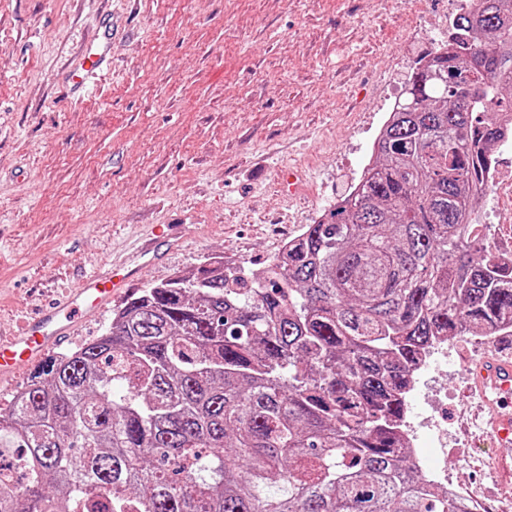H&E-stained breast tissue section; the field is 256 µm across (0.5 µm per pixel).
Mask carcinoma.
Instances as JSON below:
<instances>
[{"label": "carcinoma", "instance_id": "carcinoma-1", "mask_svg": "<svg viewBox=\"0 0 512 512\" xmlns=\"http://www.w3.org/2000/svg\"><path fill=\"white\" fill-rule=\"evenodd\" d=\"M374 141L358 190L257 272L144 288L0 408V512H470L396 433L436 336L512 325L471 224L512 111V0H477Z\"/></svg>", "mask_w": 512, "mask_h": 512}]
</instances>
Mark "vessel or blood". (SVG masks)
I'll list each match as a JSON object with an SVG mask.
<instances>
[{"label": "vessel or blood", "instance_id": "1", "mask_svg": "<svg viewBox=\"0 0 512 512\" xmlns=\"http://www.w3.org/2000/svg\"><path fill=\"white\" fill-rule=\"evenodd\" d=\"M115 32L98 33L85 51L70 65L67 79L76 90H83L85 80L101 74L112 55ZM179 241L174 225L154 226L130 253L111 260L99 272L84 276L60 304L45 307L28 321L18 334L0 340V380L11 375L20 364H36L71 336L82 319L97 317L125 288L138 280L144 266L154 262V239ZM484 401L494 410L490 422L491 438L512 439V356H493L482 366L478 376Z\"/></svg>", "mask_w": 512, "mask_h": 512}]
</instances>
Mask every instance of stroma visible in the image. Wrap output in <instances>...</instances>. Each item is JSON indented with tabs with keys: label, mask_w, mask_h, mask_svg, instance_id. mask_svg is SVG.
<instances>
[{
	"label": "stroma",
	"mask_w": 512,
	"mask_h": 512,
	"mask_svg": "<svg viewBox=\"0 0 512 512\" xmlns=\"http://www.w3.org/2000/svg\"><path fill=\"white\" fill-rule=\"evenodd\" d=\"M106 13L128 19L116 80L60 102ZM420 13L447 21L448 0H0V336L151 224L187 233L141 289L217 255L272 261L360 176L388 96L433 48ZM285 167L304 175L296 195ZM486 355L452 348L433 366L448 469L498 503L474 446Z\"/></svg>",
	"instance_id": "1"
}]
</instances>
